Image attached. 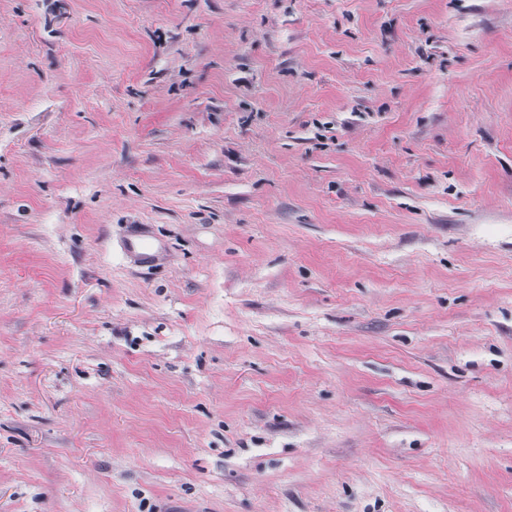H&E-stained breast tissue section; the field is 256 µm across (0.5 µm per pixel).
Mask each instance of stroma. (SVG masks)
Returning a JSON list of instances; mask_svg holds the SVG:
<instances>
[{
    "label": "stroma",
    "mask_w": 512,
    "mask_h": 512,
    "mask_svg": "<svg viewBox=\"0 0 512 512\" xmlns=\"http://www.w3.org/2000/svg\"><path fill=\"white\" fill-rule=\"evenodd\" d=\"M0 512H512V0H0ZM125 249L138 256L140 260L150 262L153 260L158 251V245L149 242L140 231L135 230L129 234L124 243Z\"/></svg>",
    "instance_id": "35a3bbf8"
}]
</instances>
